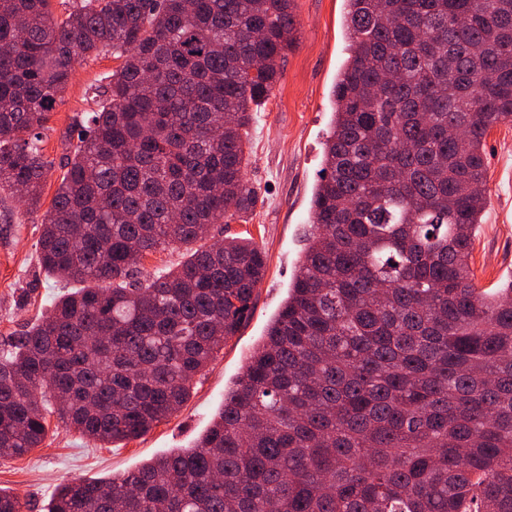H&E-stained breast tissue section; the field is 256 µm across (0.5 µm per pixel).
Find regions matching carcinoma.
<instances>
[{
  "instance_id": "obj_1",
  "label": "carcinoma",
  "mask_w": 512,
  "mask_h": 512,
  "mask_svg": "<svg viewBox=\"0 0 512 512\" xmlns=\"http://www.w3.org/2000/svg\"><path fill=\"white\" fill-rule=\"evenodd\" d=\"M351 53L288 298L192 448L62 485L45 512H512V280L476 287L485 137L512 122V0H344ZM294 0H0V191L40 202L42 133L90 87L38 262L85 284L0 351V457L46 414L100 443L177 414L251 316L247 129ZM184 260L138 278L147 255Z\"/></svg>"
}]
</instances>
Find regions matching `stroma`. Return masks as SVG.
<instances>
[{"instance_id": "obj_1", "label": "stroma", "mask_w": 512, "mask_h": 512, "mask_svg": "<svg viewBox=\"0 0 512 512\" xmlns=\"http://www.w3.org/2000/svg\"><path fill=\"white\" fill-rule=\"evenodd\" d=\"M343 11V0H295L296 44L281 63L282 76L265 109L249 128L246 177L261 201L248 223L210 227V240L231 234L248 237L267 255L250 318L198 376L182 409L142 437L107 448L49 416L41 447L18 458H0V491L16 495L23 512H44L61 483L120 475L174 449L190 447L223 405L225 388L286 298L304 249L334 109L332 89L349 55ZM119 65L109 53L75 63L70 84L43 130V153L50 167L39 209L0 193V350L71 288L68 282L50 279L38 264L41 223L62 174L63 143L74 132L72 119L93 109L88 87ZM485 162L487 207L475 233L470 264L477 287L491 291L512 279V123L488 131Z\"/></svg>"}]
</instances>
